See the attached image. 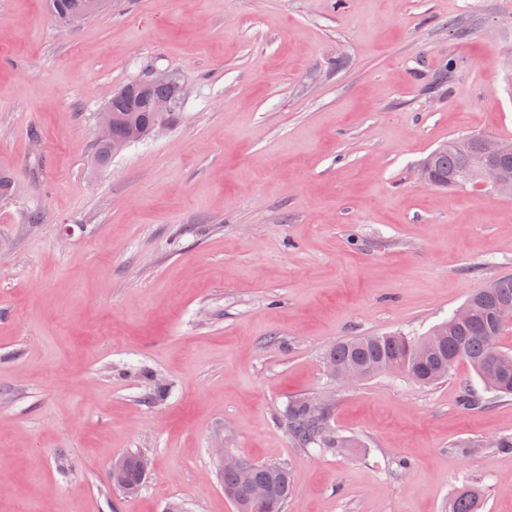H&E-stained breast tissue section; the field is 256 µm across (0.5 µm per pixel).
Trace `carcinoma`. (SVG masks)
Returning a JSON list of instances; mask_svg holds the SVG:
<instances>
[{
    "label": "carcinoma",
    "mask_w": 512,
    "mask_h": 512,
    "mask_svg": "<svg viewBox=\"0 0 512 512\" xmlns=\"http://www.w3.org/2000/svg\"><path fill=\"white\" fill-rule=\"evenodd\" d=\"M50 13L56 23L69 24L77 17L88 20L94 14L87 11V0H49ZM173 98L170 112L152 111V100ZM183 100L174 98V89L168 84H158L147 93L137 81L131 80L117 89L107 108L112 112L114 126L112 137L99 140L94 159L106 166L117 151L129 145L125 140L130 128L141 131V138L151 136L155 123L164 121L173 127L178 124ZM459 137L448 139V149L428 155L422 171L436 172L442 179L441 187L457 188L488 183L493 174L512 177V159L488 162L481 157L478 136L469 135L464 143ZM468 318H453L433 327L424 336L400 334L358 336L332 346L326 360L340 371H358L362 380H368L390 372L406 377L418 374L425 384L433 385L448 379L451 371L460 363L468 364L485 389L512 395V352L504 349L501 339L512 324V276L505 275L485 288L476 291L467 301ZM331 404L313 407L308 400L300 399L288 405L286 421L292 439L303 448H319L333 451L345 448L346 439L336 435L330 427ZM250 480L267 487L269 494L263 499L250 496L240 474L224 470V493L234 502L237 512H281L288 499L290 478L288 471L276 465L248 463ZM146 469L141 457L129 454L121 464L112 469V482L119 483L137 494L142 486ZM478 493L462 488L450 506V512H477Z\"/></svg>",
    "instance_id": "obj_1"
}]
</instances>
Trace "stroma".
<instances>
[{"mask_svg": "<svg viewBox=\"0 0 512 512\" xmlns=\"http://www.w3.org/2000/svg\"><path fill=\"white\" fill-rule=\"evenodd\" d=\"M147 59L181 120L97 166ZM474 134L512 138V0H112L76 28L0 0V512H236L226 450L288 469L284 512H448L466 485L512 512L487 446L512 397L464 409L465 364L432 387L324 364L512 274V197L420 178ZM308 397L350 448L292 440ZM146 469L141 466V457L129 454L121 459V464L112 469V482L119 483L132 490L129 497L135 496L143 483Z\"/></svg>", "mask_w": 512, "mask_h": 512, "instance_id": "obj_1", "label": "stroma"}]
</instances>
